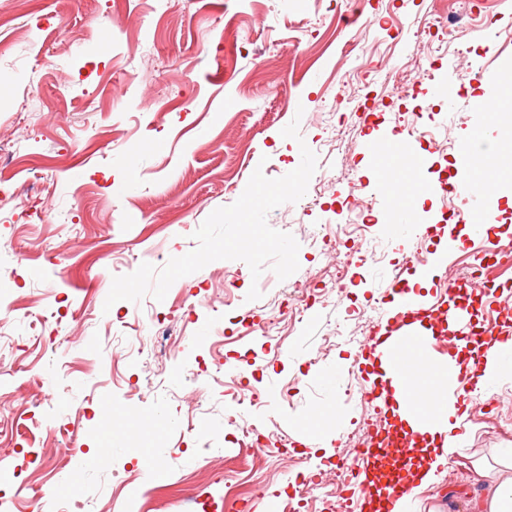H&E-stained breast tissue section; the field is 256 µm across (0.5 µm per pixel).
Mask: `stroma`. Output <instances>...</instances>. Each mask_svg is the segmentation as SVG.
Listing matches in <instances>:
<instances>
[{"label":"stroma","instance_id":"stroma-1","mask_svg":"<svg viewBox=\"0 0 512 512\" xmlns=\"http://www.w3.org/2000/svg\"><path fill=\"white\" fill-rule=\"evenodd\" d=\"M447 21L451 39L436 31ZM0 83V293L14 304L0 320V449L23 486L14 512H32L42 484L57 512L77 498L95 512H320L294 501L302 476L322 471L332 490L333 465L389 415L360 350L391 275L438 256L422 298L444 315L476 255L512 239V0H0ZM295 119L300 140L283 138ZM387 135L397 146L372 164ZM303 143L319 189L267 216L298 241L297 272L256 279L217 260L163 301L106 305L113 277L193 250L255 169L289 173ZM466 144L495 162L472 172L500 196L491 230L462 224L443 185ZM382 170L401 188L389 200ZM356 182L366 206L350 202ZM394 204L411 224L397 237ZM448 237L460 245L442 249ZM497 261L475 317L504 336L512 255ZM304 288L320 301L299 318ZM245 387L260 398L240 413ZM465 411L457 453L410 512L479 493L473 462L492 468L512 448V379ZM76 423L71 455L62 431ZM246 426L274 453L240 447ZM148 461L161 476L144 477Z\"/></svg>","mask_w":512,"mask_h":512}]
</instances>
